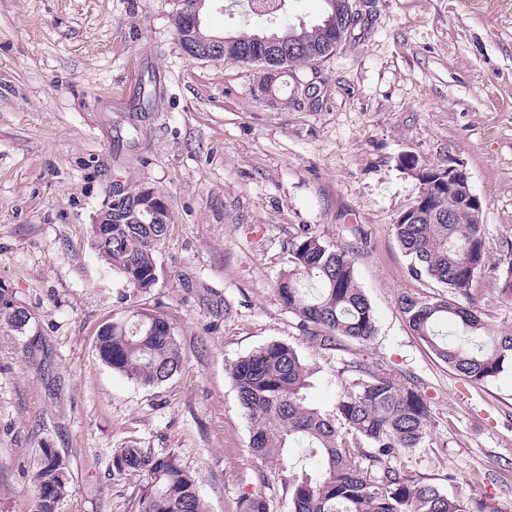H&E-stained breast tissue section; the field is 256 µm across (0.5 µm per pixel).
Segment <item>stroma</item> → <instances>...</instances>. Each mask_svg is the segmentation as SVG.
Wrapping results in <instances>:
<instances>
[{"instance_id": "1", "label": "stroma", "mask_w": 512, "mask_h": 512, "mask_svg": "<svg viewBox=\"0 0 512 512\" xmlns=\"http://www.w3.org/2000/svg\"><path fill=\"white\" fill-rule=\"evenodd\" d=\"M335 53L289 70L262 97L261 64L193 60L179 0H0V289L32 319L0 321V512H37L29 471L58 449L71 474L60 512H136L141 480L111 451L171 452L208 512L259 495L289 512L277 467L252 457L228 367L278 341L309 366L310 405L333 410L353 366L390 373L431 407L424 443L398 466L512 512V369L474 385L415 336L413 279L393 226L419 195L400 165H461L482 203L485 268L472 301L512 327L498 267L512 252V0H355ZM215 35L261 32L238 0H206ZM151 187L171 224L162 274L132 294L91 224L115 185ZM347 250L376 316L366 343L308 339L277 295L292 244ZM164 315L183 361L141 387L103 364L99 331L132 310Z\"/></svg>"}]
</instances>
